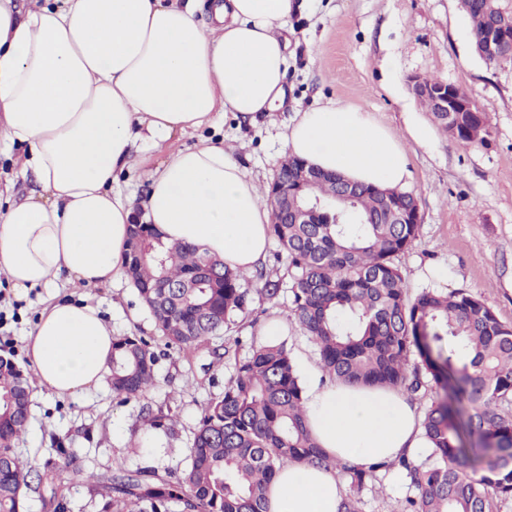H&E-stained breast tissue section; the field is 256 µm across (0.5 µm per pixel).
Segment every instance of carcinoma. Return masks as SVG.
<instances>
[{"label":"carcinoma","mask_w":512,"mask_h":512,"mask_svg":"<svg viewBox=\"0 0 512 512\" xmlns=\"http://www.w3.org/2000/svg\"><path fill=\"white\" fill-rule=\"evenodd\" d=\"M471 22L473 47L495 25H512V0H459ZM459 143L490 135L484 112H465L452 125L433 113ZM344 179L315 173V187L291 192L288 203L271 207L270 235L288 258L286 316L318 348L328 377L347 385L388 386L411 395L437 387L446 397L432 402L422 419L432 444L428 461L403 457L396 466L413 488L393 512H492L490 493L512 498V325L462 290L423 291L408 297L395 257L416 240L417 224H390L385 193L352 183L340 198ZM311 211L307 223L288 215ZM139 238L137 275L130 279L153 316L165 345L186 356L224 334L244 310L249 289L277 296L283 280L264 269L253 275L186 243L168 244L150 224L130 226ZM210 275L173 292L203 266ZM417 361L410 362L411 357ZM233 359L224 392L210 399L194 432L187 465L172 479L154 470L117 468L88 475L112 493L115 512H268V491L277 470L289 463L339 468L353 488L376 478L369 469L342 464L317 444L306 423L303 388L288 349L261 345L244 356L224 348L216 359ZM158 355L143 336L112 340V393L121 403L139 398L156 384ZM28 379L11 358H0V512H27L30 466L14 442L29 420ZM173 422L158 412L136 435L149 447L154 432ZM477 459L482 473L464 475Z\"/></svg>","instance_id":"cac0c4a2"}]
</instances>
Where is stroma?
<instances>
[{
    "mask_svg": "<svg viewBox=\"0 0 512 512\" xmlns=\"http://www.w3.org/2000/svg\"><path fill=\"white\" fill-rule=\"evenodd\" d=\"M288 22L291 30L287 101L282 108L236 118L213 114L202 128L174 134L160 146L137 145L131 164L118 174L114 189L143 198L149 172L171 153L204 140H221L268 193L285 157L283 135L298 111L330 101L371 113L397 135L407 118L424 123L433 138L429 147L408 144L407 191L419 202V235L395 262L409 295L427 288L420 278L429 265L448 270L444 291L465 290L512 325V62L487 65L472 44L470 24L458 0H302ZM428 77L465 88L490 119L485 142L462 144L449 139L412 91L413 77ZM52 288H15L0 276V355L29 369L26 338ZM97 308L113 335H139L155 341L157 382L145 396L118 402L110 385L90 394L61 398L38 386L30 388V422L16 441L32 475L52 480L63 491L66 512H114L112 496L75 479L67 449H78L83 469L102 472L150 468L158 474L180 472L187 464L202 406L224 390L233 372L228 361L214 362L207 351L187 359L167 348L148 309L129 279L74 291ZM287 294L267 298L251 293L231 331L211 340L223 348L240 339V355L265 344L263 325L284 314ZM301 383L309 368L320 365L317 348L296 323L281 336ZM170 409L175 422L158 431L151 448L133 447L135 431L149 413ZM409 494L404 474L390 467L358 490L362 512H386Z\"/></svg>",
    "mask_w": 512,
    "mask_h": 512,
    "instance_id": "35a3bbf8",
    "label": "stroma"
}]
</instances>
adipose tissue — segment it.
<instances>
[{
    "label": "adipose tissue",
    "instance_id": "obj_1",
    "mask_svg": "<svg viewBox=\"0 0 512 512\" xmlns=\"http://www.w3.org/2000/svg\"><path fill=\"white\" fill-rule=\"evenodd\" d=\"M0 0V141L23 149L36 187L0 189V274L16 288L111 285L124 272L129 224L142 210L169 243H188L246 272L264 260L271 211L232 151L207 141L151 171L137 201L112 188L140 141L160 142L216 112L255 118L286 98L288 18L296 0ZM288 155L345 179L404 188L407 151L369 113L330 102L305 109L284 136ZM39 387L60 397L97 389L110 372L112 330L83 301L51 299L30 330ZM307 424L318 445L364 468L428 445L415 407L389 387L310 382ZM335 470L280 468L269 512H338Z\"/></svg>",
    "mask_w": 512,
    "mask_h": 512
}]
</instances>
